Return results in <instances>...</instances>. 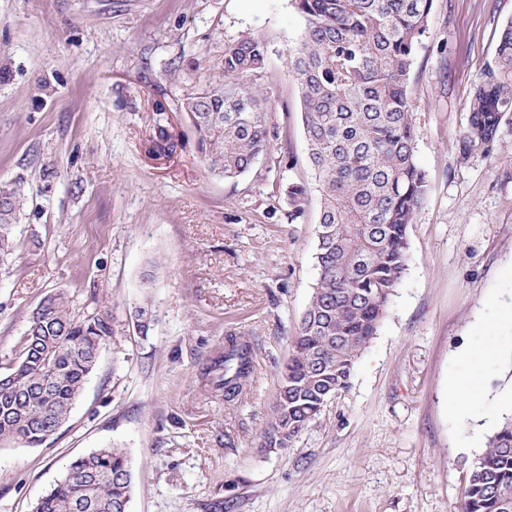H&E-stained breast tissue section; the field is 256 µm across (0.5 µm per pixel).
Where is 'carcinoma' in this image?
Segmentation results:
<instances>
[{"mask_svg": "<svg viewBox=\"0 0 512 512\" xmlns=\"http://www.w3.org/2000/svg\"><path fill=\"white\" fill-rule=\"evenodd\" d=\"M304 20L285 49L298 87L307 162L318 192L314 254L317 279L282 373L262 447L286 448L350 387L355 364L376 335L407 269V232L427 192L416 160L410 84L434 0H292ZM224 81L184 102L210 170L236 178L254 169L277 139L268 124L272 80L267 45L254 35L224 43ZM512 124V20L501 29L494 63L476 77L461 158L492 151ZM288 219L311 207L310 187L290 181ZM21 184L0 189V261L16 249L12 226ZM147 334L153 313L135 311ZM110 327L102 317L72 315L63 292L48 296L0 373V441L40 445L58 429L94 371ZM253 368L252 347L228 340L204 375L211 391L238 397ZM134 489L126 452L109 446L74 459L31 512H121ZM459 512H512V419L472 462Z\"/></svg>", "mask_w": 512, "mask_h": 512, "instance_id": "obj_1", "label": "carcinoma"}]
</instances>
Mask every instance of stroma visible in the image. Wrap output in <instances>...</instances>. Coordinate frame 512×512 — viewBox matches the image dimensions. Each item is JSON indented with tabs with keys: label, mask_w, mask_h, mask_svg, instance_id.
<instances>
[{
	"label": "stroma",
	"mask_w": 512,
	"mask_h": 512,
	"mask_svg": "<svg viewBox=\"0 0 512 512\" xmlns=\"http://www.w3.org/2000/svg\"><path fill=\"white\" fill-rule=\"evenodd\" d=\"M510 21L512 0H435L410 86L427 193L402 283L350 388L288 447L265 448L317 277V212L289 223L275 191L314 182L284 55L302 17L291 0H0V185L25 194L0 264V368L55 292L113 330L68 421L34 448L0 443V512H30L108 444L132 465L128 512H458L470 463L512 415V325L493 323L512 307V125L490 154L457 147ZM245 34L268 44L279 137L227 179L204 164L183 104ZM162 127L166 155L151 151ZM231 332L257 372L225 402L201 369ZM473 372L482 400L450 415V384Z\"/></svg>",
	"instance_id": "stroma-1"
}]
</instances>
